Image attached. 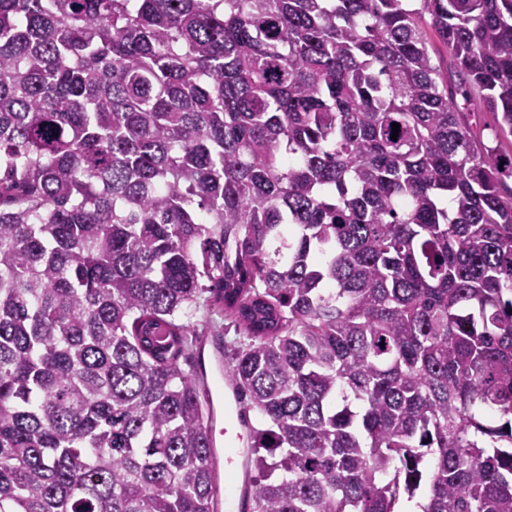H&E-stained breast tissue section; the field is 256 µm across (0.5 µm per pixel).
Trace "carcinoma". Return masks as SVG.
<instances>
[{"label":"carcinoma","mask_w":512,"mask_h":512,"mask_svg":"<svg viewBox=\"0 0 512 512\" xmlns=\"http://www.w3.org/2000/svg\"><path fill=\"white\" fill-rule=\"evenodd\" d=\"M509 135L512 0H0V512H216L202 306L252 512H512ZM223 327L221 329L224 338V366L222 364V354L217 355L214 358L215 361V375L218 382L224 379V369L232 362V358L236 350L241 348V343L244 342V335L239 332L235 324L231 319L225 318L222 321ZM198 324V328L199 330H201V332H203L205 335L204 336H207L205 338H207L206 340V343L204 345V348H205V351H204V358H205V361H204V358H203V367L205 369V367L207 368V375L206 376V381H207V385L208 387L210 388L211 390V393L214 394L215 392V395H216V398L217 399H221L223 400V403H224V423L226 424H229V425H235V426H238L242 429H250L249 426L247 424H245L244 422H242V420L240 419V415L242 413V409L241 407L238 405V402H237V399H236V396H235V392H234V389L231 385L229 384H225V381H224V387L220 386L216 391H215V381L213 376L211 375V372L209 370V367H210V359H211V346L209 344V339L211 336H214L213 335V331L210 329V326L208 324L204 325V328H203V325L201 324H205L204 322H197ZM204 338V339H205ZM205 363H206V366H205ZM236 418L234 419L233 417ZM226 418H231V419H227Z\"/></svg>","instance_id":"cac0c4a2"}]
</instances>
